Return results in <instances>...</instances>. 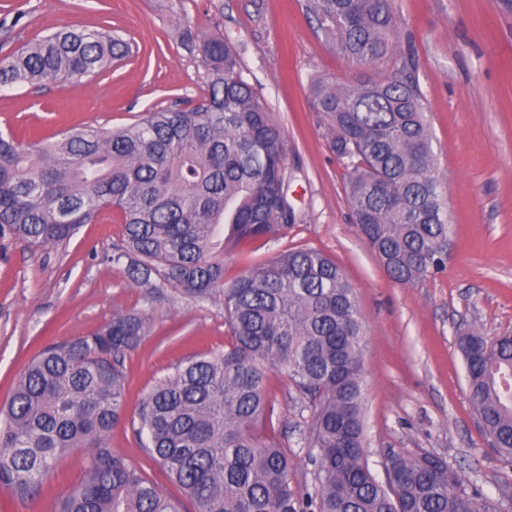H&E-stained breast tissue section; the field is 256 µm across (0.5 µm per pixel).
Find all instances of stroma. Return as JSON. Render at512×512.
<instances>
[{"mask_svg": "<svg viewBox=\"0 0 512 512\" xmlns=\"http://www.w3.org/2000/svg\"><path fill=\"white\" fill-rule=\"evenodd\" d=\"M307 0H0V60L18 46L64 27H112L133 40V56L81 81L0 90V130L41 137L77 119L99 129L205 95L204 67L177 39L191 25L221 33L239 51L244 79L266 100L288 152L296 212L291 228L224 254L227 276L308 246L336 262L353 286L364 322L361 355L364 461L378 480L389 455L433 452L489 495L512 484V464L493 450L467 391L455 338L473 327L487 336L512 331V0H394L400 49H412L433 135L435 168L448 202L443 268L413 285L395 282L352 219L350 168L329 148L316 112L313 77L351 81L356 66L336 57ZM117 216L83 225L59 248H35L0 235V406L12 380L42 347L93 331L115 313L147 323L127 355L123 422L114 454L139 468L181 512L192 502L141 448L132 429L143 397L179 361L228 341L224 298H194L168 288L132 287L112 264ZM277 440L291 452L298 487L313 482L305 443L312 415L286 379L271 375ZM87 458H60L33 499L0 489V512H58L85 479Z\"/></svg>", "mask_w": 512, "mask_h": 512, "instance_id": "35a3bbf8", "label": "stroma"}]
</instances>
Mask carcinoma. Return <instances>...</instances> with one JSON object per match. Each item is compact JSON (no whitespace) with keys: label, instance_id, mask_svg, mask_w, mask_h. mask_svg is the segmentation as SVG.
<instances>
[{"label":"carcinoma","instance_id":"carcinoma-1","mask_svg":"<svg viewBox=\"0 0 512 512\" xmlns=\"http://www.w3.org/2000/svg\"><path fill=\"white\" fill-rule=\"evenodd\" d=\"M336 54L367 68L353 81H311L331 151L351 167L350 208L393 280L415 284L442 268L448 208L435 175L427 103L415 55L396 41L393 0H308ZM207 94L112 130L67 123L52 141L0 132V235L60 247L110 209L122 234L108 260L137 288L224 296L230 340L175 365L144 397L133 430L195 512H512V486L487 497L433 453L391 456L381 482L363 461L362 316L342 269L311 247L290 248L239 276L224 251L295 221L288 156L267 102L245 81L221 33L186 25ZM134 53L117 29H59L0 64V87L72 83ZM228 226L225 237L220 230ZM143 317L117 313L102 330L43 348L17 375L0 411V488L35 497L57 458L80 450L89 467L60 512H180L179 503L112 453L124 416L128 352ZM469 399L512 463V334L458 336ZM311 404L313 491L292 481L275 437L268 374Z\"/></svg>","mask_w":512,"mask_h":512}]
</instances>
